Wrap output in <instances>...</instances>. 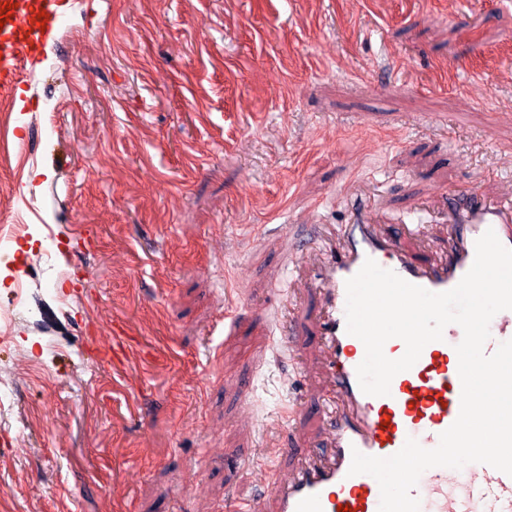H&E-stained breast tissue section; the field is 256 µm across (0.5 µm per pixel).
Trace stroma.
<instances>
[{
    "label": "stroma",
    "instance_id": "35a3bbf8",
    "mask_svg": "<svg viewBox=\"0 0 512 512\" xmlns=\"http://www.w3.org/2000/svg\"><path fill=\"white\" fill-rule=\"evenodd\" d=\"M0 103V498L271 512L325 433L314 225L512 201V0H65ZM84 225L77 236L75 225ZM124 317L138 358L98 357Z\"/></svg>",
    "mask_w": 512,
    "mask_h": 512
}]
</instances>
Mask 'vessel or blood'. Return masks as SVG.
<instances>
[{"label":"vessel or blood","mask_w":512,"mask_h":512,"mask_svg":"<svg viewBox=\"0 0 512 512\" xmlns=\"http://www.w3.org/2000/svg\"><path fill=\"white\" fill-rule=\"evenodd\" d=\"M11 18L0 27V96H15L24 81L21 63L37 61L53 36L61 0H17ZM44 25H37L38 13ZM448 250L434 261L410 257L400 238L379 235L371 224L343 225L339 236L324 239L315 261V284L322 301L317 318L319 348L329 397L326 457L305 460L304 467L272 487L274 512H379L380 487L368 474H350L353 452L387 458L399 452L407 438L435 448L440 435L460 412L461 381L455 350L463 339L459 325H448L442 340L428 343L413 367L398 373L386 396L362 392L356 374L365 357L360 339L346 331V282L373 259L414 285L434 293L453 289L470 270L475 243L494 230L503 246L512 249V205L472 202L448 210ZM512 340V310L499 312L484 345L491 354ZM109 347L114 367L124 366L133 353L122 318L112 321ZM414 496L420 512H512V476L472 463L464 470L434 467L420 477Z\"/></svg>","instance_id":"obj_1"}]
</instances>
